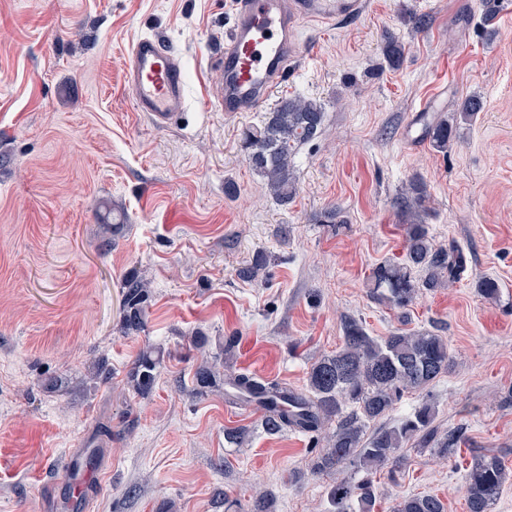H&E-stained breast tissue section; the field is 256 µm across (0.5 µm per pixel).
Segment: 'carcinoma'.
Instances as JSON below:
<instances>
[{
    "mask_svg": "<svg viewBox=\"0 0 512 512\" xmlns=\"http://www.w3.org/2000/svg\"><path fill=\"white\" fill-rule=\"evenodd\" d=\"M386 62L397 67L403 48L390 39L383 47ZM481 110L477 97H468L450 115L428 127L432 148L448 153L459 122H467ZM321 103L302 97H285L258 126L242 132L241 147L252 169L262 176L269 192L281 203L296 194L293 157L298 146L322 130ZM428 195L418 180L400 198L398 206L408 217L403 225L406 261L384 263L372 271L370 288L374 299L394 309L410 307L419 293L457 281L464 270L462 254L454 248L437 246L429 237L422 217L428 214ZM268 256L256 253L250 263L237 269L242 280L252 281L267 268ZM147 283L132 274L121 292V331L144 328L148 306ZM160 352L143 349L126 374V384L135 394L149 395L156 383ZM451 356L444 337L431 331L397 330L383 338L366 331L362 321H343V344L336 353L318 358L308 372L306 388L297 391L277 380L240 372L219 377L214 366L203 361L196 366L197 393L204 395L224 386V400L231 405H253L261 412V427L269 434L284 430L311 433L336 423L326 448L312 465L314 474L338 475L327 493L329 512H375L376 493L370 476L383 468L400 467V450L412 443L421 451L451 460L460 453L464 434L460 428L435 425L434 404L424 399L397 423H383L397 401L406 393H422L448 373ZM348 469L366 475L356 481L344 475ZM512 470L495 454H477L464 477L468 512H493ZM276 497L262 491L247 505L246 512H274ZM392 512H446L436 495L411 494L395 499Z\"/></svg>",
    "mask_w": 512,
    "mask_h": 512,
    "instance_id": "cac0c4a2",
    "label": "carcinoma"
}]
</instances>
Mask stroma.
<instances>
[{
  "instance_id": "1",
  "label": "stroma",
  "mask_w": 512,
  "mask_h": 512,
  "mask_svg": "<svg viewBox=\"0 0 512 512\" xmlns=\"http://www.w3.org/2000/svg\"><path fill=\"white\" fill-rule=\"evenodd\" d=\"M412 12L429 26L412 30ZM510 12L512 0H370L334 26L301 23L308 60L261 109L227 115L208 101L221 88L231 0H0V512H220L215 493L245 504L264 490L278 512H328L334 478L311 471L325 433L267 434L258 411L229 406L223 390L196 394L193 370L225 358L305 388L312 363L341 346L346 314L374 337L445 336L453 363L430 395L437 425L465 430L451 461L407 448L400 468L374 475L378 512L408 493L467 512L472 456L512 467ZM146 34L187 74V107L165 127L137 112L125 85ZM390 36L404 47L395 69L382 53ZM473 95L482 111L437 153L427 122ZM295 96L322 103L325 121L297 150V194L284 205L241 134ZM426 98L435 105L423 122ZM415 178L434 244L457 245L465 268L391 310L368 280L405 259L395 202ZM108 206L119 228L101 223ZM259 251L271 257L265 274L238 278ZM132 271L150 300L144 331L127 336L120 291ZM484 277L499 301L479 294ZM147 344L163 362L143 398L125 377ZM51 376L66 390L48 392ZM242 426L248 440L228 445L225 429Z\"/></svg>"
}]
</instances>
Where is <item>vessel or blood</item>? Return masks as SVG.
I'll list each match as a JSON object with an SVG mask.
<instances>
[{
	"instance_id": "1",
	"label": "vessel or blood",
	"mask_w": 512,
	"mask_h": 512,
	"mask_svg": "<svg viewBox=\"0 0 512 512\" xmlns=\"http://www.w3.org/2000/svg\"><path fill=\"white\" fill-rule=\"evenodd\" d=\"M368 0H233L232 25L219 71L218 112H249L265 102L305 57L297 38L302 20L335 25L362 15ZM137 111L167 125L185 104L180 58L153 35L133 44L126 68Z\"/></svg>"
}]
</instances>
